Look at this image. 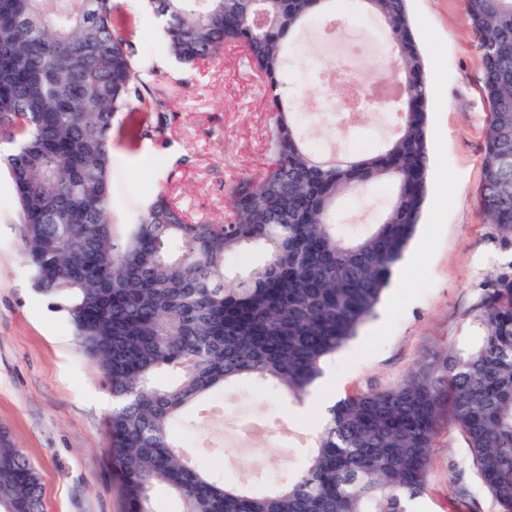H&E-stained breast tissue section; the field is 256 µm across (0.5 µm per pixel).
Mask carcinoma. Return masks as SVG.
I'll return each instance as SVG.
<instances>
[{"label": "carcinoma", "mask_w": 512, "mask_h": 512, "mask_svg": "<svg viewBox=\"0 0 512 512\" xmlns=\"http://www.w3.org/2000/svg\"><path fill=\"white\" fill-rule=\"evenodd\" d=\"M170 55L192 65L243 46L267 77L273 124L267 161L227 199L234 221L193 222L157 192L134 224L112 212V128L134 104L156 113L130 138L164 130L169 102L151 97L114 0H0V136L15 191L23 258L63 313L112 394L107 464L124 512H405L428 488L445 424L464 438L476 474L512 512V277L476 305L479 341L418 363L396 385L348 395L296 477L272 488L218 483L178 451L174 426L239 382L299 401L322 365L371 319L419 224L428 191L426 62L408 0H356L399 60L379 75L406 88L390 103L395 132L377 149L334 158L311 147L297 96L284 90L288 46L335 0H146ZM489 112L478 203L512 234V0H463ZM389 182L388 211L349 238L336 200ZM259 260L227 280L226 263ZM0 512H42L38 468L0 427Z\"/></svg>", "instance_id": "obj_1"}]
</instances>
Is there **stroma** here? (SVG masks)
<instances>
[{
    "label": "stroma",
    "mask_w": 512,
    "mask_h": 512,
    "mask_svg": "<svg viewBox=\"0 0 512 512\" xmlns=\"http://www.w3.org/2000/svg\"><path fill=\"white\" fill-rule=\"evenodd\" d=\"M133 30L134 60L149 91L168 100L163 135L129 149L112 138V206L130 224L153 191L165 189L195 221L222 223L227 192L263 167L271 128L270 92L247 56L228 46L195 66L173 62L154 17L141 0H116ZM414 33L429 67L433 91L429 197L423 222L374 317L327 360L336 385L328 402L358 391L395 385L433 352L475 342L481 333L472 311L497 278L512 273V237L487 223L478 203L487 107L463 0H411ZM320 42L296 50L284 78L302 94V123L316 146L362 151L391 131L386 111L365 112L343 124L328 105L347 88L328 89L317 77ZM391 184L370 187L363 201L344 200L350 235L378 223ZM224 413L199 409L178 421L181 452L216 482L265 486L287 481L311 448L323 412L300 413L277 390L256 385L227 389ZM112 411L96 364L82 353L72 329L32 286L24 263L14 193L0 177V426L38 467L44 512H122L106 469L105 419ZM267 425L248 443L238 439L243 420ZM427 493L417 512H500L482 487L467 445L444 427L432 450Z\"/></svg>",
    "instance_id": "obj_1"
}]
</instances>
